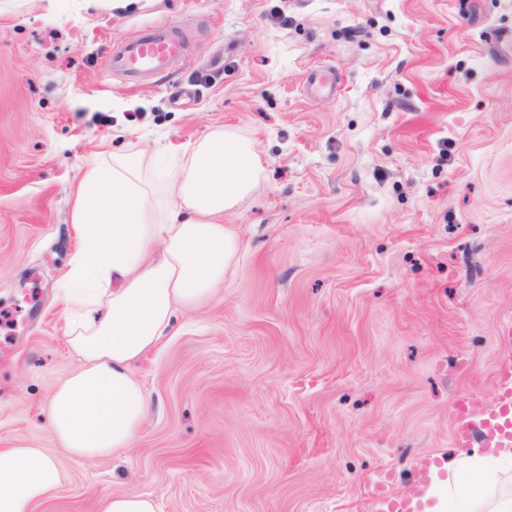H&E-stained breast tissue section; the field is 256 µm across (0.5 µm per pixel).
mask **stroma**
I'll use <instances>...</instances> for the list:
<instances>
[{"label": "stroma", "instance_id": "35a3bbf8", "mask_svg": "<svg viewBox=\"0 0 512 512\" xmlns=\"http://www.w3.org/2000/svg\"><path fill=\"white\" fill-rule=\"evenodd\" d=\"M146 23L187 49L134 85L112 43ZM322 69L335 95H306ZM220 125L265 169L224 217L237 268L133 365L135 445L72 456L44 407L78 366L75 188L98 152L177 161ZM508 326L512 0H0V448L67 474L34 512H376L456 456L452 400L493 397ZM97 512H156V504L142 494H112L99 500Z\"/></svg>", "mask_w": 512, "mask_h": 512}]
</instances>
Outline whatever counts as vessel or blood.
<instances>
[{
  "label": "vessel or blood",
  "mask_w": 512,
  "mask_h": 512,
  "mask_svg": "<svg viewBox=\"0 0 512 512\" xmlns=\"http://www.w3.org/2000/svg\"><path fill=\"white\" fill-rule=\"evenodd\" d=\"M185 52V39L159 23L141 26L133 34L120 38L112 55V71L137 80L166 73L170 61ZM499 343L505 354L494 369L497 394L485 401L473 390L458 392L452 402V435L458 448L512 447V331L504 330ZM416 483L407 496H396L385 487H377L379 512H423L433 476H446V460L429 454L415 462Z\"/></svg>",
  "instance_id": "b4317fda"
}]
</instances>
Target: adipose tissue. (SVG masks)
Segmentation results:
<instances>
[{"label":"adipose tissue","mask_w":512,"mask_h":512,"mask_svg":"<svg viewBox=\"0 0 512 512\" xmlns=\"http://www.w3.org/2000/svg\"><path fill=\"white\" fill-rule=\"evenodd\" d=\"M264 176L253 138L220 126L184 159L103 152L72 204L79 246L58 284L78 369L45 406L51 434L76 457L131 447L151 410L133 362L159 345L176 311L212 300L240 240L224 221ZM452 484L435 481L432 512H512L503 476L512 452L459 455ZM66 475L40 448L0 449V512H34Z\"/></svg>","instance_id":"1"}]
</instances>
